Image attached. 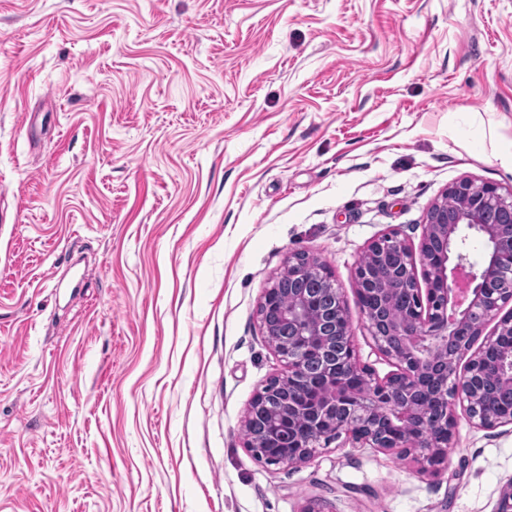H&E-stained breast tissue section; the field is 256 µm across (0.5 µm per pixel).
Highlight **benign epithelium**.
Instances as JSON below:
<instances>
[{"label": "benign epithelium", "instance_id": "obj_1", "mask_svg": "<svg viewBox=\"0 0 512 512\" xmlns=\"http://www.w3.org/2000/svg\"><path fill=\"white\" fill-rule=\"evenodd\" d=\"M472 235L484 246L478 264L463 251ZM355 280L360 316L398 370L376 380L357 363L351 315L331 272L308 253L291 254L258 306L264 337L286 365L274 380L288 393V414L273 418L280 454L267 464L305 463L343 433L401 454L426 449L434 461L447 453L457 404L477 428L512 425V403L493 411L485 402L487 379L512 389V312L499 316L512 302L511 191L452 183L428 209L418 249L395 231L384 234L367 246ZM355 376L369 393L349 389ZM272 381L243 422L251 449L263 444L252 423L275 396Z\"/></svg>", "mask_w": 512, "mask_h": 512}]
</instances>
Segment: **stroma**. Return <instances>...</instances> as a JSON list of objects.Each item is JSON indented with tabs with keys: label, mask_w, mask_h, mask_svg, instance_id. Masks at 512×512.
I'll list each match as a JSON object with an SVG mask.
<instances>
[{
	"label": "stroma",
	"mask_w": 512,
	"mask_h": 512,
	"mask_svg": "<svg viewBox=\"0 0 512 512\" xmlns=\"http://www.w3.org/2000/svg\"><path fill=\"white\" fill-rule=\"evenodd\" d=\"M512 0H0V512H495L512 425L259 462L257 306L464 177L512 189Z\"/></svg>",
	"instance_id": "obj_1"
}]
</instances>
